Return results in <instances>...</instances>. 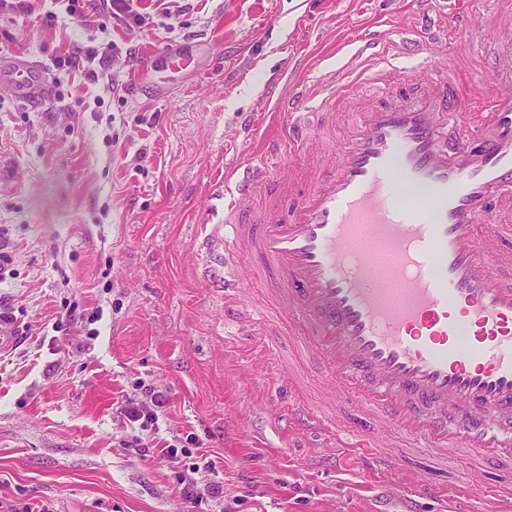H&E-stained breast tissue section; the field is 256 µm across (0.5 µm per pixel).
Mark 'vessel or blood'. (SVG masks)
<instances>
[{
  "label": "vessel or blood",
  "mask_w": 512,
  "mask_h": 512,
  "mask_svg": "<svg viewBox=\"0 0 512 512\" xmlns=\"http://www.w3.org/2000/svg\"><path fill=\"white\" fill-rule=\"evenodd\" d=\"M446 18L411 52L375 30L355 58L371 62L378 101L360 107L328 160L315 154L340 102L355 98L353 64L275 99L274 141L224 170V221L205 242L207 273L224 284V314L264 330L240 298L241 277L262 279L272 303L300 322L326 369L328 401L312 406L285 368L288 424L329 440L355 437L361 474L401 470L422 457L452 463L449 486L479 493L475 457L496 460L495 496L512 498V8ZM507 51L479 74L480 116L458 94L460 48ZM143 80L186 71L182 53L149 51ZM0 91L29 103L50 88L37 65L0 62ZM356 394L374 431L356 434L338 411ZM408 435V449L383 438Z\"/></svg>",
  "instance_id": "obj_1"
}]
</instances>
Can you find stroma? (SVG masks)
Returning a JSON list of instances; mask_svg holds the SVG:
<instances>
[{"instance_id":"1","label":"stroma","mask_w":512,"mask_h":512,"mask_svg":"<svg viewBox=\"0 0 512 512\" xmlns=\"http://www.w3.org/2000/svg\"><path fill=\"white\" fill-rule=\"evenodd\" d=\"M138 9L132 28L0 11V58L36 62L51 82L41 104L0 95V332L16 339L0 351V512H456L447 493L404 496L388 477L357 476L354 452L289 429L266 350L283 348L314 405L319 365L261 284L245 296L271 317L269 335L225 322L224 290L203 279L197 250L224 221L217 185L248 150L241 121H270L271 80L314 82L365 28L397 10L413 22L414 0ZM102 40L113 53L96 84L52 70ZM148 48L186 50L197 68L136 88ZM495 55L474 47L458 64L470 112L485 109L473 78ZM145 384L166 396L147 427L120 409ZM189 477L198 494L185 493ZM214 481L221 497L204 490Z\"/></svg>"}]
</instances>
